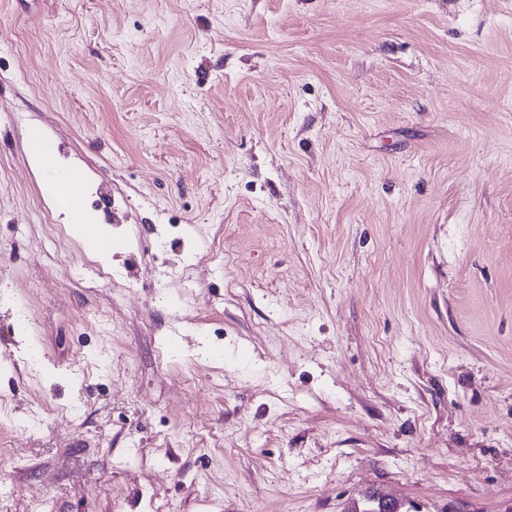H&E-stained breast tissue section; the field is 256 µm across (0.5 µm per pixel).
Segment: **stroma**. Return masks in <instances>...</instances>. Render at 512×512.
<instances>
[{
  "label": "stroma",
  "instance_id": "1",
  "mask_svg": "<svg viewBox=\"0 0 512 512\" xmlns=\"http://www.w3.org/2000/svg\"><path fill=\"white\" fill-rule=\"evenodd\" d=\"M372 492L512 512V0H0V512Z\"/></svg>",
  "mask_w": 512,
  "mask_h": 512
}]
</instances>
